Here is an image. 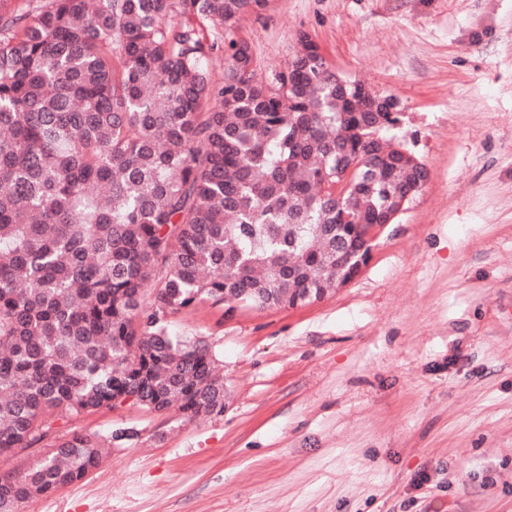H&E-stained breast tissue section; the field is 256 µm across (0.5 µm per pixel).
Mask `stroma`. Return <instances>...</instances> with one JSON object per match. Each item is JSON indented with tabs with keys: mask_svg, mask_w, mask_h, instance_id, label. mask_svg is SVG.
I'll list each match as a JSON object with an SVG mask.
<instances>
[{
	"mask_svg": "<svg viewBox=\"0 0 512 512\" xmlns=\"http://www.w3.org/2000/svg\"><path fill=\"white\" fill-rule=\"evenodd\" d=\"M303 34L396 98L427 184L322 300L172 316L210 342L223 414L53 420L0 470L75 430L128 436L18 512H512V0H268L236 31L266 78Z\"/></svg>",
	"mask_w": 512,
	"mask_h": 512,
	"instance_id": "stroma-1",
	"label": "stroma"
}]
</instances>
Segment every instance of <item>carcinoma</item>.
I'll return each mask as SVG.
<instances>
[{
  "label": "carcinoma",
  "instance_id": "1",
  "mask_svg": "<svg viewBox=\"0 0 512 512\" xmlns=\"http://www.w3.org/2000/svg\"><path fill=\"white\" fill-rule=\"evenodd\" d=\"M265 4L0 0V456L126 401L223 413L210 343L168 319L315 301L336 235L378 223L414 177L322 56L258 77L234 30ZM342 140L358 168L338 196ZM105 442L74 430L0 472V512L82 479Z\"/></svg>",
  "mask_w": 512,
  "mask_h": 512
}]
</instances>
